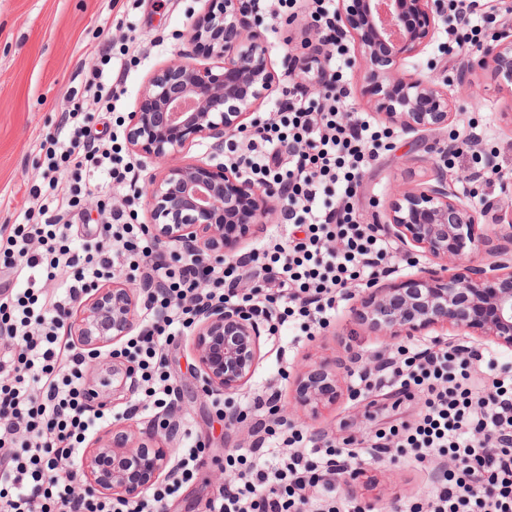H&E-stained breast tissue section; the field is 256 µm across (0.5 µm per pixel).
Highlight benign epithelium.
Instances as JSON below:
<instances>
[{
	"label": "benign epithelium",
	"instance_id": "1",
	"mask_svg": "<svg viewBox=\"0 0 512 512\" xmlns=\"http://www.w3.org/2000/svg\"><path fill=\"white\" fill-rule=\"evenodd\" d=\"M437 0H338L336 28L348 30L357 44L370 108L405 134L435 131L448 125L451 100L434 76L404 67L419 55L439 29ZM186 50L146 81L137 109L128 115L125 140L135 154L161 171L146 177L149 234L178 254L232 260L242 241L279 220L285 203L275 191L245 177L234 165L214 157L178 163L191 147L224 141L246 126L244 120L270 101L280 78L309 82L308 67L290 53L277 73L265 30L251 0H205V8L183 34ZM196 54L214 65L188 62ZM477 66L491 71L512 93V21L495 29ZM447 151L429 160L430 175L419 187L391 188L395 201L384 230L399 249L420 248L438 267L423 276L368 288L357 315L370 333L388 341L433 330L469 333L512 349V210L501 196L471 204L456 185L473 180L465 174L448 179ZM491 217L481 225L479 218ZM485 247L486 258L474 263ZM145 289L119 276L95 289L65 316L64 326L78 348L90 355L87 372L100 364L101 348L140 328V296ZM269 317L236 306H212L200 313L192 334L197 378L206 396L238 392L252 378L268 334ZM363 364L366 374L380 372L375 361L362 362L351 351L347 361L326 362L296 380L297 404L317 408L339 393L338 376L349 377ZM174 431L135 438L125 426L98 438L83 463L85 486L99 495L128 502L171 473Z\"/></svg>",
	"mask_w": 512,
	"mask_h": 512
}]
</instances>
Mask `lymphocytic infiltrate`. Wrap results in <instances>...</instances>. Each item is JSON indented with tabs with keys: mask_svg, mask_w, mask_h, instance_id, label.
<instances>
[{
	"mask_svg": "<svg viewBox=\"0 0 512 512\" xmlns=\"http://www.w3.org/2000/svg\"><path fill=\"white\" fill-rule=\"evenodd\" d=\"M480 7V0H448L450 56L480 50L496 22ZM283 94L277 111L229 151L245 174L285 195L283 219L304 237L232 262L183 257L173 265L156 256L134 213L103 200L101 231L79 245L75 217L85 193L55 178L49 202L38 208L40 223L0 226V512H164L204 465L203 445L190 444L170 478L134 504L55 472L57 460L72 458L108 419L88 413L85 358L62 346L59 331L68 306L115 272L154 284L141 311L147 330L120 353L138 362L149 404L167 412L180 389L166 371L163 342L189 328L201 308L247 307L306 334L326 325L354 282L391 261L392 244L361 222L357 197L362 171L391 150L392 131L347 111L342 71H332L324 92L311 96L291 84ZM86 119L80 107L65 112L46 148L49 170L101 169L108 187L133 186V164L96 143ZM388 371L400 395L422 398V411L416 424L379 435L374 459L444 464L433 492L406 512H512V373L497 371L482 352L438 342L398 348ZM481 371L490 376L484 386L475 380ZM264 431L272 442L255 459L227 455L237 477L219 489L209 512H314L318 505L340 512L336 478L352 471L355 455H340L321 438L305 442L298 431L281 440L272 425Z\"/></svg>",
	"mask_w": 512,
	"mask_h": 512,
	"instance_id": "1",
	"label": "lymphocytic infiltrate"
}]
</instances>
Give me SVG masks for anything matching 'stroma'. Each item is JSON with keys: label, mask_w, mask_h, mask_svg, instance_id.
Instances as JSON below:
<instances>
[{"label": "stroma", "mask_w": 512, "mask_h": 512, "mask_svg": "<svg viewBox=\"0 0 512 512\" xmlns=\"http://www.w3.org/2000/svg\"><path fill=\"white\" fill-rule=\"evenodd\" d=\"M203 7V0H0V225L26 223L28 208L36 204L34 187L46 171L43 144L57 135L72 101L83 100L91 132L103 130L105 116L84 90L91 73L102 72L105 85L116 88L121 96L116 114L127 117L147 78L182 48L183 33ZM311 11V0H298L292 23L266 20L274 58L303 53ZM121 36L137 59L123 74L104 62ZM472 78L482 105L457 100L447 128L435 133H394L392 150L363 172L359 209L365 223L382 224L393 204L391 186L421 182L428 146L447 144L449 133L464 137L478 131L488 146L506 149V166L512 170V94L500 89L490 72L479 70ZM352 305V299L343 300L327 328L314 335L299 336L297 326L290 325L262 343L253 377L231 399L235 408L248 411L246 421L234 428L225 427L214 398L200 393L189 332L166 345L167 371L181 391L180 426L172 446L181 450L193 437L205 444L209 457L207 466L183 484L169 512H205L218 493L212 475L224 467L228 450L251 442V426L259 416L252 408L254 399L291 403L294 380L308 366L345 356L350 349L367 359L384 351V337L369 334L353 316ZM101 358L102 381L95 391L110 405L113 418H126L131 429L144 432L154 424V414L133 410L138 392L113 393L110 355L105 352ZM376 379L369 388L352 375L335 403L315 410L296 408L295 419L300 428L324 434L337 449L362 455L358 474L341 484L340 495L368 502L375 512H394L398 498L424 495L432 484L427 468L365 458L378 434L400 422L415 423L421 409L418 398L400 400L385 373H377Z\"/></svg>", "instance_id": "obj_1"}]
</instances>
